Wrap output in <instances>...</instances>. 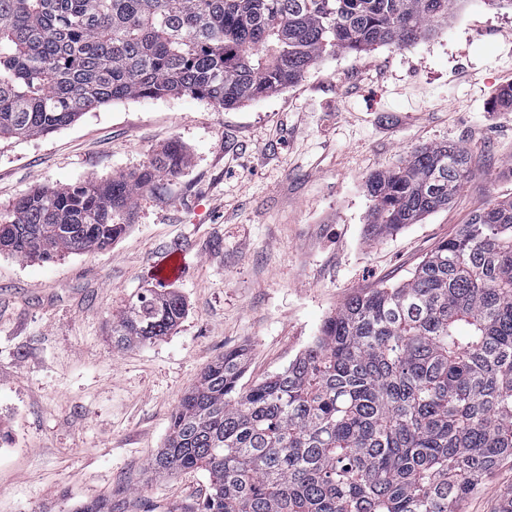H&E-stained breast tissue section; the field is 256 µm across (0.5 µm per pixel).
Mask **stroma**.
<instances>
[{"instance_id": "obj_1", "label": "stroma", "mask_w": 512, "mask_h": 512, "mask_svg": "<svg viewBox=\"0 0 512 512\" xmlns=\"http://www.w3.org/2000/svg\"><path fill=\"white\" fill-rule=\"evenodd\" d=\"M512 9L460 0L405 49L318 59L298 83L232 108L190 96L110 102L44 136L0 140V210L40 184L139 169L168 143L189 163L137 198L100 252L23 262L0 254V512H72L111 496L136 512L201 501L203 473L152 474L170 417L203 368L244 348L241 382L283 371L354 290L393 284L459 225L512 196ZM454 142L469 176L448 208L369 237L368 176ZM186 303L177 329L118 349L110 328L169 252ZM512 458L462 505L497 512Z\"/></svg>"}]
</instances>
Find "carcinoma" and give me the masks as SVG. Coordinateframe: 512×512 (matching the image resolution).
<instances>
[{"mask_svg":"<svg viewBox=\"0 0 512 512\" xmlns=\"http://www.w3.org/2000/svg\"><path fill=\"white\" fill-rule=\"evenodd\" d=\"M459 0H0V139L51 133L114 101L186 95L235 108L319 58L404 48ZM188 164L177 141L130 175L42 184L0 213L20 261L105 250L134 201ZM458 144L417 148L366 181L379 236L448 206ZM185 304L147 289L112 322L120 348L174 331ZM224 352L173 413L158 475L204 471L188 512H460L512 456V197L460 225L395 284L350 294L284 371L244 388ZM74 512H118L112 496Z\"/></svg>","mask_w":512,"mask_h":512,"instance_id":"1","label":"carcinoma"}]
</instances>
